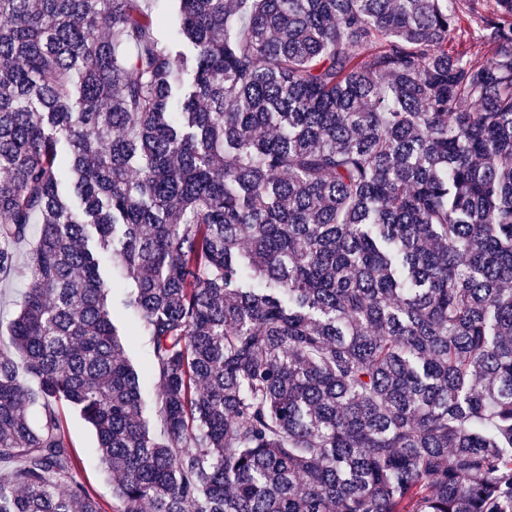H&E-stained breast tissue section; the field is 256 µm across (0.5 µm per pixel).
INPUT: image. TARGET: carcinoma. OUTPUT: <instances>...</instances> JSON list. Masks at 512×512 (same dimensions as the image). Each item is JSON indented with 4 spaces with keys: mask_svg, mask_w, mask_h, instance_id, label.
<instances>
[{
    "mask_svg": "<svg viewBox=\"0 0 512 512\" xmlns=\"http://www.w3.org/2000/svg\"><path fill=\"white\" fill-rule=\"evenodd\" d=\"M178 2L0 0V512H512V0ZM26 245L17 247L18 270L6 279L0 280V349L9 351L10 341L7 325L19 308L17 302L21 293L28 288L29 274L26 270ZM126 348L127 355L131 363L141 370L147 363L148 354L151 347L150 336L143 331L136 336H120ZM64 425L70 432L76 453L81 459L78 478L89 487L98 502L107 512H112L113 484L96 452V438L94 431L86 426L70 407L61 408Z\"/></svg>",
    "mask_w": 512,
    "mask_h": 512,
    "instance_id": "obj_1",
    "label": "carcinoma"
}]
</instances>
